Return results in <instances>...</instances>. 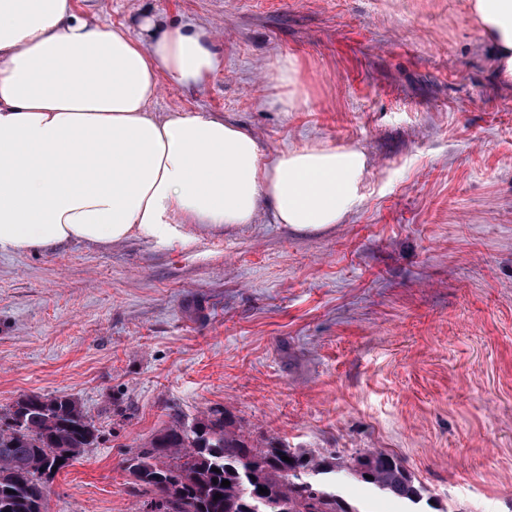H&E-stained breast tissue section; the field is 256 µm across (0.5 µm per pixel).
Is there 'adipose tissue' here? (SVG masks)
I'll return each instance as SVG.
<instances>
[{
  "label": "adipose tissue",
  "mask_w": 512,
  "mask_h": 512,
  "mask_svg": "<svg viewBox=\"0 0 512 512\" xmlns=\"http://www.w3.org/2000/svg\"><path fill=\"white\" fill-rule=\"evenodd\" d=\"M471 12L512 80V0ZM224 68L214 32L142 17L104 26L74 0H0V252L249 224L341 223L362 200L355 146L266 154L247 128L188 111L157 114L164 85L198 87Z\"/></svg>",
  "instance_id": "1"
}]
</instances>
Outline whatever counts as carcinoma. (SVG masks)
<instances>
[{
	"label": "carcinoma",
	"instance_id": "cac0c4a2",
	"mask_svg": "<svg viewBox=\"0 0 512 512\" xmlns=\"http://www.w3.org/2000/svg\"><path fill=\"white\" fill-rule=\"evenodd\" d=\"M97 439L94 422L67 396L25 394L0 409V512H46L52 468L69 466ZM127 462L148 496V512H359L336 494L343 471L407 502L410 512L432 506L426 488L391 452L359 449L345 464L281 442L258 445L220 408L190 423L173 416Z\"/></svg>",
	"mask_w": 512,
	"mask_h": 512
}]
</instances>
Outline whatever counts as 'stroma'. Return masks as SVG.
<instances>
[{
	"mask_svg": "<svg viewBox=\"0 0 512 512\" xmlns=\"http://www.w3.org/2000/svg\"><path fill=\"white\" fill-rule=\"evenodd\" d=\"M77 4L216 34L223 70L155 111L222 117L270 153L355 145L370 174L325 230L263 211L185 245L0 252V408L67 395L99 430L47 512H146L125 459L214 407L259 443L395 453L442 512H512V83L470 0ZM291 56L303 103L286 112ZM336 492L404 512L348 475Z\"/></svg>",
	"mask_w": 512,
	"mask_h": 512,
	"instance_id": "1",
	"label": "stroma"
}]
</instances>
